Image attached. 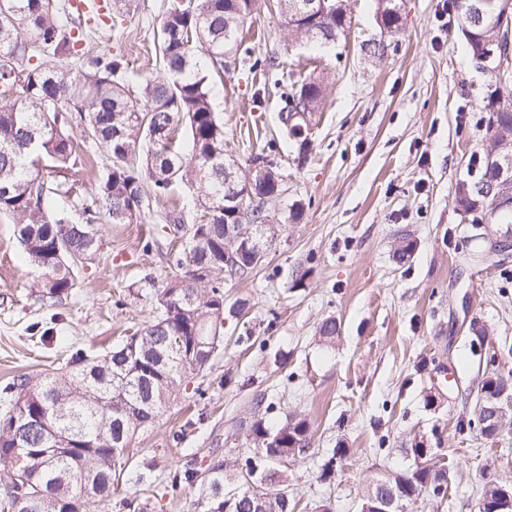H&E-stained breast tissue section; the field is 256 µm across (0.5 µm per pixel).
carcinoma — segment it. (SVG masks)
Instances as JSON below:
<instances>
[{
    "label": "carcinoma",
    "instance_id": "cac0c4a2",
    "mask_svg": "<svg viewBox=\"0 0 512 512\" xmlns=\"http://www.w3.org/2000/svg\"><path fill=\"white\" fill-rule=\"evenodd\" d=\"M258 0H174L162 16L158 32L163 74L146 79L140 95L126 86L127 63L119 56L78 55L80 37L60 20L55 0H0V87L17 89L10 102L0 101V213L15 219L23 252L38 272L32 294L37 300L63 304L77 286V273L98 253L103 238L100 210L112 223L131 216L130 200L170 195L186 184L206 222L186 226L183 208L175 204L166 223L187 234L175 264L183 276H173L156 294L157 316L139 332L104 356L82 350L71 354L62 373L48 372L33 381L21 376L4 388L7 411L0 416V465L8 482L0 496V512H91L112 499L128 464L135 432L153 424L178 382L204 371L224 341V317H239L245 303L224 309V281L236 280L254 265L224 264V252L238 246L224 237V199L232 189L224 184V124L212 105V77L224 66V54L241 48L240 28ZM305 0H279L294 41L315 50L345 35L351 26L349 0H329V9L312 16L299 13ZM376 19L386 30L373 37L369 57L381 59L401 29L397 0H375ZM454 0L461 31L475 61L504 37L493 19L492 0L484 15ZM38 44L41 58L29 68L28 40ZM326 85L320 77L288 78V93L279 120L298 154L309 151L312 113L319 110ZM78 114L87 138L107 152L110 165L96 180L83 203L85 222L74 224L67 212L49 209L54 189L41 163L57 170L77 165L73 131ZM486 119V150L497 151L503 169L483 168L474 180L456 185L458 211L473 224H512V204L498 203L476 191V185L499 177L512 181V91L490 102ZM152 149L139 154L140 142ZM249 176L261 194L276 199L282 182L268 155L250 159ZM266 201L246 199L237 221L253 243L264 246L268 215ZM223 276V280L216 276ZM255 448L263 463L248 457L226 473L224 461L175 476L198 491L197 512H293L288 488L276 484L274 464L301 458L309 450L308 424L289 419L275 428L262 419L251 425ZM348 449L339 444L321 465L327 480ZM448 473L427 468L378 475L368 485L363 504L373 512L372 496L387 487L399 496L436 498ZM512 486L484 482L485 512L501 504Z\"/></svg>",
    "mask_w": 512,
    "mask_h": 512
}]
</instances>
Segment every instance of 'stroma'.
<instances>
[{"instance_id": "obj_1", "label": "stroma", "mask_w": 512, "mask_h": 512, "mask_svg": "<svg viewBox=\"0 0 512 512\" xmlns=\"http://www.w3.org/2000/svg\"><path fill=\"white\" fill-rule=\"evenodd\" d=\"M164 3L129 0L114 29L91 40L92 52L128 62L131 91L159 69ZM400 3L398 45L376 62L360 51L378 32L374 0H352L346 37L320 52L289 41L276 0H258L246 20L255 54L278 57L286 73L323 74L327 95L312 115L310 150L299 157L281 133V87L250 70L245 55L225 58L212 102L227 153L244 166L268 149L283 193L266 205L270 229L257 266L224 285L225 306L246 302V315L225 320L210 367L177 386L132 439L154 483L123 478L120 493L95 512H128L126 497L145 512H195L194 488L172 486L173 473L206 469L217 456L232 470L256 456L250 426L258 417L310 424L307 457L276 465L297 512L326 502L334 512H360L373 476L413 468L405 450L417 438L427 440L448 483L443 499L421 498L408 512H478L485 471L512 485V430L488 437L465 425L483 373H512V250L475 262L485 242L453 201L457 183L479 175L472 158L482 153L497 82L471 60L444 0ZM108 165L87 140L73 168H44L59 188L53 203L81 221ZM189 195L179 183L126 223L101 219V253L80 268L64 305L31 294L37 273L13 218L0 213V389L61 366L71 351L105 354L129 329L153 321L156 292L176 274L183 243L162 213ZM295 202L303 212L293 223ZM404 241L413 248L400 261L394 252ZM328 317L341 324L330 343L318 334ZM476 324L488 330L478 351ZM340 442L349 453L322 480L320 465Z\"/></svg>"}]
</instances>
